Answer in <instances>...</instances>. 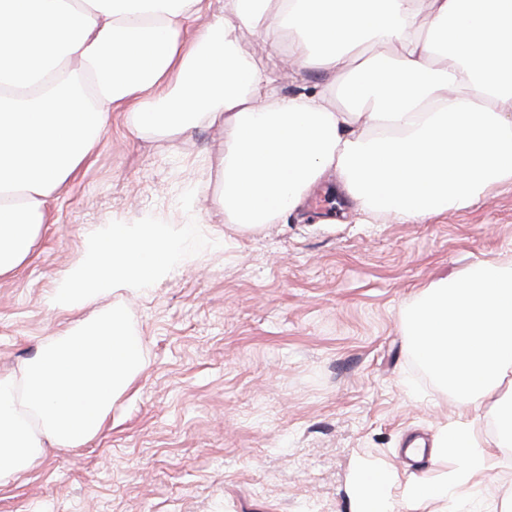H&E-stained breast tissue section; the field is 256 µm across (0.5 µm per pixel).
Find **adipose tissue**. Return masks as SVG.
<instances>
[{
  "label": "adipose tissue",
  "mask_w": 512,
  "mask_h": 512,
  "mask_svg": "<svg viewBox=\"0 0 512 512\" xmlns=\"http://www.w3.org/2000/svg\"><path fill=\"white\" fill-rule=\"evenodd\" d=\"M321 77L279 96L239 42ZM399 54H387L389 46ZM144 139L224 132V221L239 231L302 207L324 177L354 211L424 220L512 182V0H0V280L32 257L49 209L93 157L113 112ZM180 228L100 224L49 302L79 311L167 278ZM412 350L460 407L439 456L455 466L401 486L406 502L480 485L496 464L472 408L495 401L512 446V260L424 290ZM143 344L112 306L49 336L0 374V484L46 447L92 441L139 374ZM392 475L360 465L357 512H395Z\"/></svg>",
  "instance_id": "1"
}]
</instances>
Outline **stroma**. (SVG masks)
Listing matches in <instances>:
<instances>
[{
    "label": "stroma",
    "mask_w": 512,
    "mask_h": 512,
    "mask_svg": "<svg viewBox=\"0 0 512 512\" xmlns=\"http://www.w3.org/2000/svg\"><path fill=\"white\" fill-rule=\"evenodd\" d=\"M240 42L288 97L315 82ZM224 134L198 127L144 140L116 112L92 160L52 205L32 260L0 281V372L34 357L59 321L47 296L100 224H182V260L135 297L115 295L144 344V369L100 434L47 449L0 486V512H354L358 463L399 484L412 435L435 442L457 420L447 390L409 347L404 318L432 283L483 260L512 259V183L425 221L359 222L333 181L302 209L240 232L224 222L217 170ZM492 402L473 416L499 460L475 498L400 512H506L512 447Z\"/></svg>",
    "instance_id": "obj_1"
}]
</instances>
